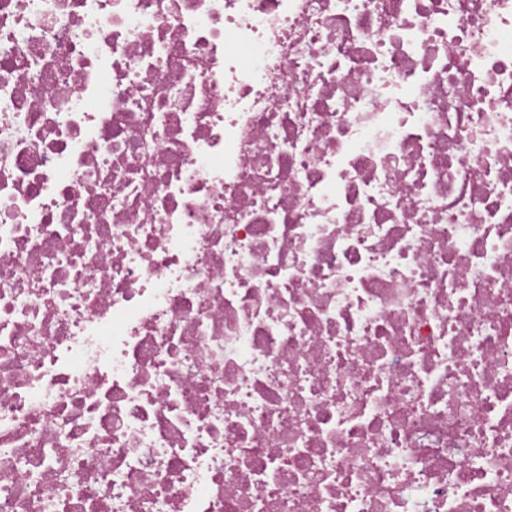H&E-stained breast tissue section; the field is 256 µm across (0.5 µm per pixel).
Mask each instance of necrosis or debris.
Here are the masks:
<instances>
[{"label": "necrosis or debris", "instance_id": "4bbe7bcc", "mask_svg": "<svg viewBox=\"0 0 512 512\" xmlns=\"http://www.w3.org/2000/svg\"><path fill=\"white\" fill-rule=\"evenodd\" d=\"M0 512H512V0H0Z\"/></svg>", "mask_w": 512, "mask_h": 512}]
</instances>
